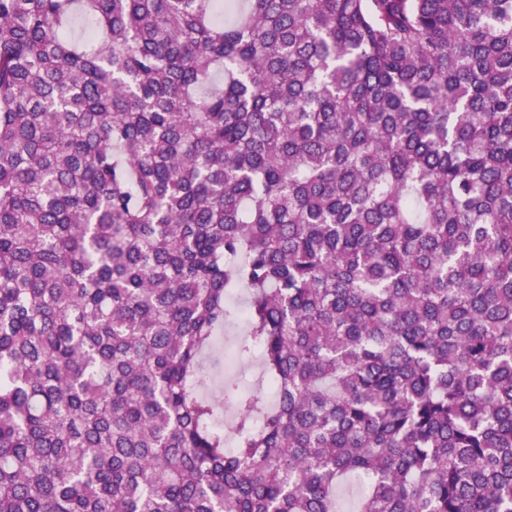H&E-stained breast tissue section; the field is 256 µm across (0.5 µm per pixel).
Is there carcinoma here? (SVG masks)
Instances as JSON below:
<instances>
[{
    "mask_svg": "<svg viewBox=\"0 0 512 512\" xmlns=\"http://www.w3.org/2000/svg\"><path fill=\"white\" fill-rule=\"evenodd\" d=\"M356 477L512 512V0H0V512Z\"/></svg>",
    "mask_w": 512,
    "mask_h": 512,
    "instance_id": "cac0c4a2",
    "label": "carcinoma"
}]
</instances>
